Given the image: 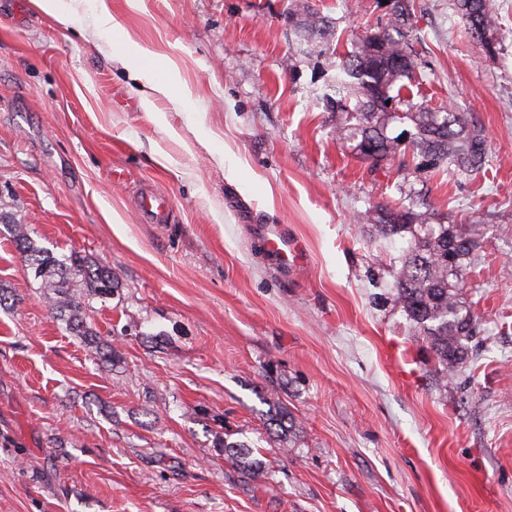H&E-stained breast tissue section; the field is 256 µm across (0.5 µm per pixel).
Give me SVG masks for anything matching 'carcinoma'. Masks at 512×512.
I'll use <instances>...</instances> for the list:
<instances>
[{
  "label": "carcinoma",
  "mask_w": 512,
  "mask_h": 512,
  "mask_svg": "<svg viewBox=\"0 0 512 512\" xmlns=\"http://www.w3.org/2000/svg\"><path fill=\"white\" fill-rule=\"evenodd\" d=\"M384 26L349 40L351 49L339 51L334 43L336 24L326 15L305 10L291 20L302 44L315 42L319 55L336 70L327 86L324 101L336 113V141L358 157L373 164L385 162L402 172L417 158L432 168L456 177H470L488 162L483 131L465 112L444 106L415 104L402 90L416 81L415 62L409 45L414 27V0H388ZM457 8L470 34L486 50L498 53L493 39L498 14L494 0H457ZM408 126L410 139L401 142L396 125ZM429 211L414 206L390 205L375 209V227L381 236L393 239L410 236V247L401 257L396 300L441 366V378L459 371V364L472 350L480 333L471 307L462 300V272L482 247L480 225H453L458 246L454 264H448V225L433 222ZM0 224L12 234L17 250L34 279L45 288L43 298L74 335L83 338L94 354L110 362L117 354L100 340L87 322L86 299L114 295L117 283L112 270L94 260L76 255L60 257L37 244L26 227L11 214L0 213ZM224 452L236 459L248 477L261 473L251 458L249 446L224 442Z\"/></svg>",
  "instance_id": "obj_1"
}]
</instances>
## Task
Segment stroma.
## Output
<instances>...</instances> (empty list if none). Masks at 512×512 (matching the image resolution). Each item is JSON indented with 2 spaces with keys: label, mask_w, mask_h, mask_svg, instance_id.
I'll use <instances>...</instances> for the list:
<instances>
[{
  "label": "stroma",
  "mask_w": 512,
  "mask_h": 512,
  "mask_svg": "<svg viewBox=\"0 0 512 512\" xmlns=\"http://www.w3.org/2000/svg\"><path fill=\"white\" fill-rule=\"evenodd\" d=\"M109 2L123 28L97 35L91 12L65 31L0 0V211L118 283L86 310L110 364L0 226V512H512V0H496L511 38L495 56L452 0H415V102L485 135L490 164L466 179L374 166L333 137L334 73L288 17L360 34L382 0ZM130 40L154 52V80L179 76L149 109L112 60ZM145 183L170 223L137 222ZM416 189L436 218L485 228L462 290L481 332L445 381L394 301L406 240L353 220ZM268 224L299 243L294 273L267 264ZM249 446L238 442L224 441V452L236 459L242 467V471L249 478L258 477L261 473L259 463L251 458Z\"/></svg>",
  "instance_id": "obj_1"
}]
</instances>
